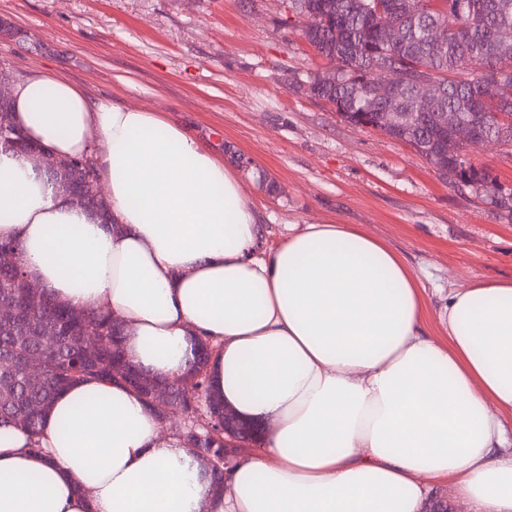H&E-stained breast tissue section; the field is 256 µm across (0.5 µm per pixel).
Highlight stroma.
<instances>
[{
	"label": "stroma",
	"instance_id": "1",
	"mask_svg": "<svg viewBox=\"0 0 512 512\" xmlns=\"http://www.w3.org/2000/svg\"><path fill=\"white\" fill-rule=\"evenodd\" d=\"M289 0H0L11 81L50 72L95 102L188 126L238 166L266 207L268 245L289 225L354 224L425 288L428 332L448 340V291L512 280V215L410 147L347 124L304 88L324 61L282 25ZM249 166H242L241 158Z\"/></svg>",
	"mask_w": 512,
	"mask_h": 512
}]
</instances>
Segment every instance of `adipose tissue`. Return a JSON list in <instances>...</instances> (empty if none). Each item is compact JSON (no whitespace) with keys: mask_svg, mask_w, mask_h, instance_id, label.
I'll return each instance as SVG.
<instances>
[{"mask_svg":"<svg viewBox=\"0 0 512 512\" xmlns=\"http://www.w3.org/2000/svg\"><path fill=\"white\" fill-rule=\"evenodd\" d=\"M12 110L44 153L92 154L110 206L0 154V239L53 299L116 315L149 376L184 374L209 340L212 397L263 435L215 494L134 393L77 383L52 401L43 453L0 426V512H420L430 481L512 512V281L450 289L438 343L398 253L352 224L263 247L262 207L189 129L47 73L15 84Z\"/></svg>","mask_w":512,"mask_h":512,"instance_id":"1","label":"adipose tissue"}]
</instances>
